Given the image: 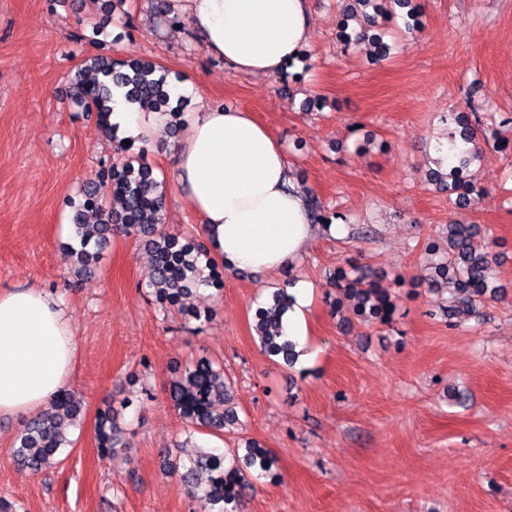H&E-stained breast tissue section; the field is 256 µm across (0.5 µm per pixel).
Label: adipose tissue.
Wrapping results in <instances>:
<instances>
[{"mask_svg": "<svg viewBox=\"0 0 512 512\" xmlns=\"http://www.w3.org/2000/svg\"><path fill=\"white\" fill-rule=\"evenodd\" d=\"M171 8L212 56L239 73L279 75L301 66L309 51L312 0H171ZM111 121L120 137L156 146L165 118L119 105ZM179 169L206 244L225 271L289 272L316 236L343 232L337 222L313 223L285 149L251 112L196 113L181 141ZM75 345L61 298L35 287L0 291V415L45 409L68 385Z\"/></svg>", "mask_w": 512, "mask_h": 512, "instance_id": "ef3b65f1", "label": "adipose tissue"}]
</instances>
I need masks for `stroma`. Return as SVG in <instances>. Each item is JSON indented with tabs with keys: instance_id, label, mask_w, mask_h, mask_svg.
Segmentation results:
<instances>
[{
	"instance_id": "stroma-1",
	"label": "stroma",
	"mask_w": 512,
	"mask_h": 512,
	"mask_svg": "<svg viewBox=\"0 0 512 512\" xmlns=\"http://www.w3.org/2000/svg\"><path fill=\"white\" fill-rule=\"evenodd\" d=\"M168 0H126L100 37L91 4L0 0V290L36 286L71 313L76 355L69 387L84 400L61 461L35 474L14 458L23 420L0 416V498L21 512H199L163 457L183 424L165 389L175 367L207 355L236 381L242 430L198 434L224 448L254 439L279 459L242 512H512V152L485 149L470 169L491 195L469 210L428 184L437 113L465 91L486 109L485 131L512 141V0H418L415 43L373 62L337 39L338 0H315L307 70L254 77L212 57ZM156 61L198 97L184 115L245 109L288 153L305 188L350 226L352 242L322 235L295 275L312 288L305 365L286 368L254 337L253 314L287 275L228 273L219 295L190 302L207 322L162 315L148 286L146 250L121 232L94 272L67 283L72 202L85 187L109 195L100 175L112 154L95 116L71 104L84 59ZM148 154L163 182L166 225L202 239V220L180 185L178 144ZM464 220L498 238L502 287L467 321L445 318L446 295L428 288L424 244ZM380 270L396 287L390 324L345 325L331 279L345 259ZM120 414L134 460L101 454L95 416Z\"/></svg>"
}]
</instances>
